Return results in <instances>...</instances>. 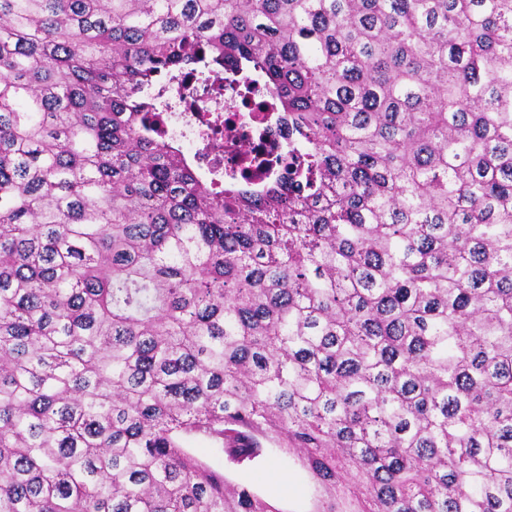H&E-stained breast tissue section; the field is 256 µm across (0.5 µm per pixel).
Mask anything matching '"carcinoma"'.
<instances>
[{
  "label": "carcinoma",
  "instance_id": "obj_1",
  "mask_svg": "<svg viewBox=\"0 0 512 512\" xmlns=\"http://www.w3.org/2000/svg\"><path fill=\"white\" fill-rule=\"evenodd\" d=\"M288 151L164 139L198 63ZM512 512V0H0V512ZM186 444L213 469L223 472L234 483L265 495L278 508L286 512L314 510V485L291 454L279 448H270L256 464L234 467L205 439L190 438Z\"/></svg>",
  "mask_w": 512,
  "mask_h": 512
}]
</instances>
